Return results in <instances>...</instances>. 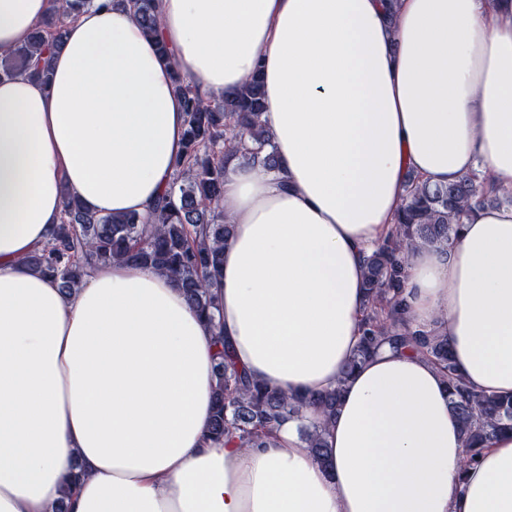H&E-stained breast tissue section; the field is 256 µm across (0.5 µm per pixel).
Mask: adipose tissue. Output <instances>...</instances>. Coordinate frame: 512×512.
Masks as SVG:
<instances>
[{
    "mask_svg": "<svg viewBox=\"0 0 512 512\" xmlns=\"http://www.w3.org/2000/svg\"><path fill=\"white\" fill-rule=\"evenodd\" d=\"M54 0H0V50ZM160 58L128 7L69 19L49 81L0 80V512H512V432L467 448L445 378L362 339L364 257L411 183L490 170L512 192V0H160ZM179 64L207 99L253 72L281 168L229 158L224 342L239 369L342 395L320 462L300 429L205 439L214 336L172 278L120 261L63 292L26 257L66 196L148 214L183 151ZM411 328L441 320L471 389L512 396V206L473 209L448 250H414Z\"/></svg>",
    "mask_w": 512,
    "mask_h": 512,
    "instance_id": "1",
    "label": "adipose tissue"
}]
</instances>
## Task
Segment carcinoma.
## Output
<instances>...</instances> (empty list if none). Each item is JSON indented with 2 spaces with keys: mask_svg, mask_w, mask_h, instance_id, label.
Here are the masks:
<instances>
[{
  "mask_svg": "<svg viewBox=\"0 0 512 512\" xmlns=\"http://www.w3.org/2000/svg\"><path fill=\"white\" fill-rule=\"evenodd\" d=\"M52 21L38 27L30 40L0 51V80L28 72L49 80L52 51L62 43L66 21L93 0H57ZM143 33L152 38L159 56L172 60V50L159 36V0H127ZM172 83L186 114L183 153L174 163L169 190L146 216L98 215L66 196L61 224L41 248L26 258L35 271L54 279L69 292L80 285L94 265L122 260L152 267L173 277L187 300L213 330L218 350L213 413L208 438L234 437L247 446H263L275 426L299 416L304 402L282 390L250 381L224 354L219 289L223 287L224 246L233 225L224 220L225 163L238 155L250 160L265 153L263 164L278 168L262 121L265 106L260 72H254L233 95L203 98L173 67ZM483 173L461 176L448 185L412 188L401 206L391 239L376 246L365 259L366 314L362 343L344 376L388 347L408 346L432 357L449 380V404L456 416L469 456L498 433L512 430V397L477 392L457 376L448 341L438 331H412L401 318L405 267L419 245L448 249L462 218L476 207L492 202L511 203V197L489 196ZM341 388L310 400L319 421L303 430L306 448L327 463L322 431L335 414Z\"/></svg>",
  "mask_w": 512,
  "mask_h": 512,
  "instance_id": "carcinoma-1",
  "label": "carcinoma"
}]
</instances>
